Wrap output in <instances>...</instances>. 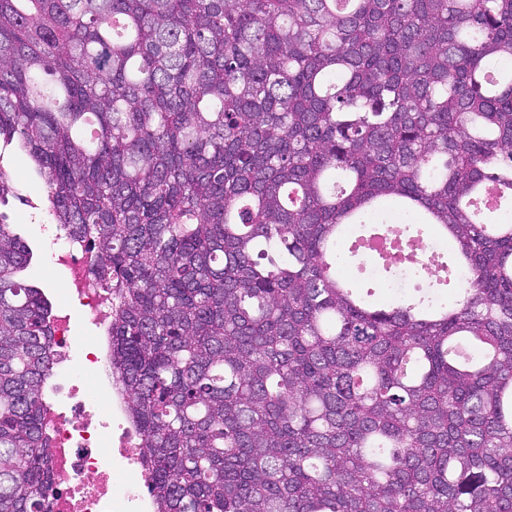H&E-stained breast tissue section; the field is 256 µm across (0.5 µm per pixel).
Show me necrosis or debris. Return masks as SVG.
Returning <instances> with one entry per match:
<instances>
[{"instance_id": "4bbe7bcc", "label": "necrosis or debris", "mask_w": 512, "mask_h": 512, "mask_svg": "<svg viewBox=\"0 0 512 512\" xmlns=\"http://www.w3.org/2000/svg\"><path fill=\"white\" fill-rule=\"evenodd\" d=\"M57 262L70 272L63 291L66 302L53 315V360L56 367L44 399L43 453L55 477L42 512H154L149 494L146 451L128 424L125 398L112 384V372L99 337L75 336L73 320L102 319L107 291L90 272L83 241L64 236ZM78 350L80 361L65 364ZM91 392H83L84 382Z\"/></svg>"}]
</instances>
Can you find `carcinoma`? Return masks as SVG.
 I'll return each instance as SVG.
<instances>
[{
	"mask_svg": "<svg viewBox=\"0 0 512 512\" xmlns=\"http://www.w3.org/2000/svg\"><path fill=\"white\" fill-rule=\"evenodd\" d=\"M504 57L512 0H0V150L112 289L155 512H512ZM31 259L0 215V512L51 485Z\"/></svg>",
	"mask_w": 512,
	"mask_h": 512,
	"instance_id": "obj_1",
	"label": "carcinoma"
}]
</instances>
